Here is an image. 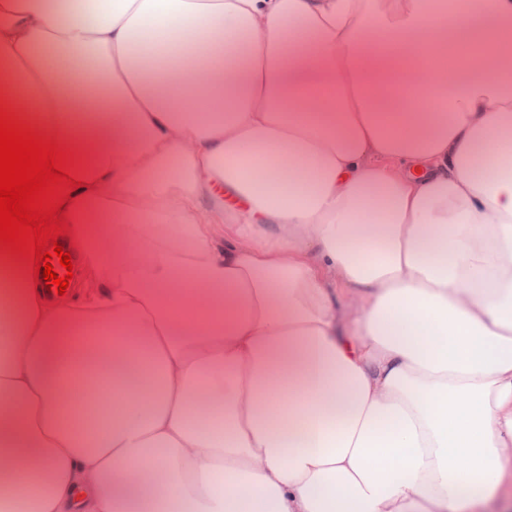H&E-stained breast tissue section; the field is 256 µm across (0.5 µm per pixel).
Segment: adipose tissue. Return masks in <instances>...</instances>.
<instances>
[{"label": "adipose tissue", "instance_id": "obj_1", "mask_svg": "<svg viewBox=\"0 0 512 512\" xmlns=\"http://www.w3.org/2000/svg\"><path fill=\"white\" fill-rule=\"evenodd\" d=\"M0 106V512H512V0H0Z\"/></svg>", "mask_w": 512, "mask_h": 512}]
</instances>
